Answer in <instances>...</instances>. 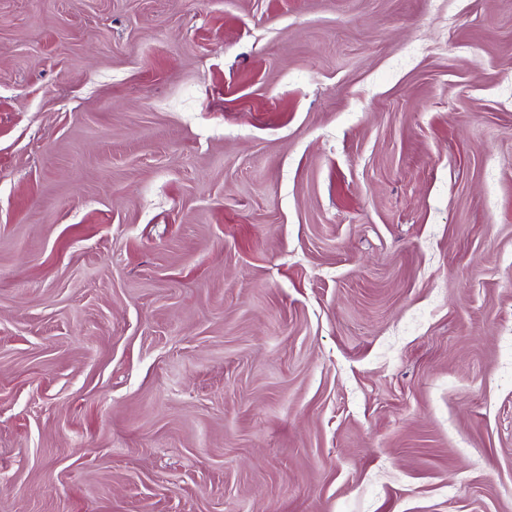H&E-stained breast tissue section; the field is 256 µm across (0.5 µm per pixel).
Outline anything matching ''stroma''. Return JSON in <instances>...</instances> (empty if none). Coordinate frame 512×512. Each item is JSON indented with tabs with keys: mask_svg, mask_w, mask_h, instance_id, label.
<instances>
[{
	"mask_svg": "<svg viewBox=\"0 0 512 512\" xmlns=\"http://www.w3.org/2000/svg\"><path fill=\"white\" fill-rule=\"evenodd\" d=\"M0 512H512V0H0Z\"/></svg>",
	"mask_w": 512,
	"mask_h": 512,
	"instance_id": "35a3bbf8",
	"label": "stroma"
}]
</instances>
